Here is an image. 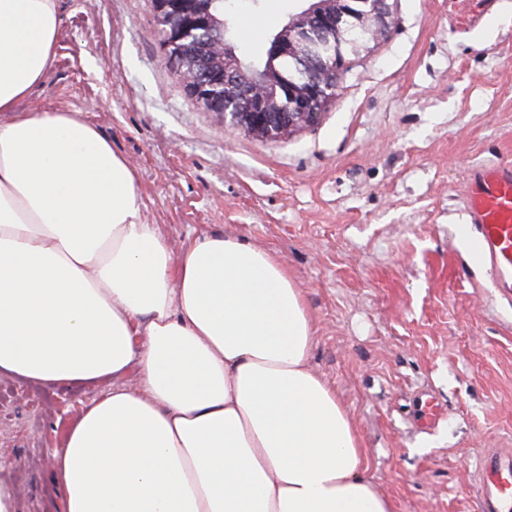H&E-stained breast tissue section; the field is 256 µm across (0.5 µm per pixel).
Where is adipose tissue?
Here are the masks:
<instances>
[{
    "label": "adipose tissue",
    "instance_id": "ef3b65f1",
    "mask_svg": "<svg viewBox=\"0 0 512 512\" xmlns=\"http://www.w3.org/2000/svg\"><path fill=\"white\" fill-rule=\"evenodd\" d=\"M61 25L60 0H0V376L102 390L51 455L63 512H396L287 266L172 244L82 111L23 110Z\"/></svg>",
    "mask_w": 512,
    "mask_h": 512
}]
</instances>
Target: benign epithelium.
I'll return each mask as SVG.
<instances>
[{"mask_svg":"<svg viewBox=\"0 0 512 512\" xmlns=\"http://www.w3.org/2000/svg\"><path fill=\"white\" fill-rule=\"evenodd\" d=\"M163 43L186 89L251 135L277 140L315 124L336 90L342 45L359 46L386 23L388 0H310L273 40L263 69L240 61L212 0H152Z\"/></svg>","mask_w":512,"mask_h":512,"instance_id":"obj_1","label":"benign epithelium"}]
</instances>
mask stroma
<instances>
[{
	"label": "stroma",
	"instance_id": "obj_1",
	"mask_svg": "<svg viewBox=\"0 0 512 512\" xmlns=\"http://www.w3.org/2000/svg\"><path fill=\"white\" fill-rule=\"evenodd\" d=\"M347 55L318 121L277 140L206 110L182 84L151 0H61L58 56L30 108L82 109L137 169L174 242L226 230L303 289L313 367L351 411L397 512H481L474 466L512 448V304L457 230L471 170L512 164V0H389ZM303 0H233L265 63ZM97 393L0 378V481L16 512H60L53 429ZM442 409L423 426L422 400Z\"/></svg>",
	"mask_w": 512,
	"mask_h": 512
}]
</instances>
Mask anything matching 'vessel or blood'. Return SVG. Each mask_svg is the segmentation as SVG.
I'll return each mask as SVG.
<instances>
[{"instance_id":"1","label":"vessel or blood","mask_w":512,"mask_h":512,"mask_svg":"<svg viewBox=\"0 0 512 512\" xmlns=\"http://www.w3.org/2000/svg\"><path fill=\"white\" fill-rule=\"evenodd\" d=\"M463 233L470 253L485 266L491 283L512 298V166L496 164L474 170ZM482 512H500L512 498V450H493L477 464Z\"/></svg>"}]
</instances>
